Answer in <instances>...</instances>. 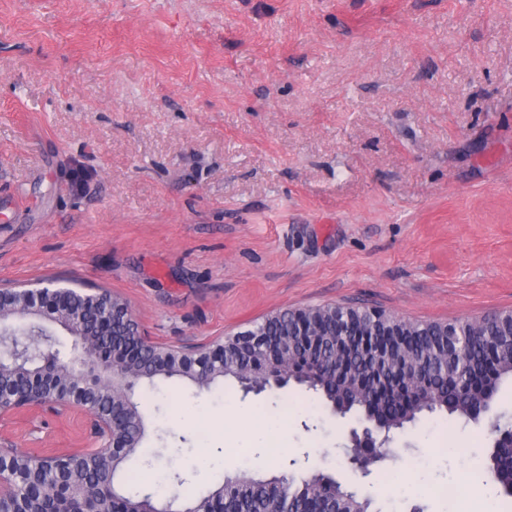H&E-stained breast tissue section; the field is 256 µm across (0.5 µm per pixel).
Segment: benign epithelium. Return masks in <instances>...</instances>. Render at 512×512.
I'll list each match as a JSON object with an SVG mask.
<instances>
[{"instance_id":"1","label":"benign epithelium","mask_w":512,"mask_h":512,"mask_svg":"<svg viewBox=\"0 0 512 512\" xmlns=\"http://www.w3.org/2000/svg\"><path fill=\"white\" fill-rule=\"evenodd\" d=\"M279 313L251 328L205 343L165 346L145 335L129 304L105 290L80 292L72 288L0 289V512H35L25 498L27 487L59 462L88 463L98 478L61 480L52 494H65L79 503L78 512H136L133 501L118 490L115 468L131 449L139 447L145 425L136 394L147 374L190 377L206 386L217 374L234 371L244 391L261 393L287 386L298 374L297 352L309 359L333 346L367 365L373 376L401 356L403 339L412 322L375 308L327 305L295 309L275 340L267 329L278 325ZM42 321L55 323L71 337L66 358L53 348L51 337L32 331ZM437 356H462L470 339L459 328L442 324ZM7 376L22 378L28 396L4 386ZM365 396L364 412L348 429L347 463L361 476L382 462V448L391 440L389 425L376 413L377 394L358 376L346 377ZM36 411L83 416L89 442L81 451L44 455L24 451L4 429L13 417Z\"/></svg>"}]
</instances>
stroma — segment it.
<instances>
[{
    "mask_svg": "<svg viewBox=\"0 0 512 512\" xmlns=\"http://www.w3.org/2000/svg\"><path fill=\"white\" fill-rule=\"evenodd\" d=\"M46 276L121 296L170 346L326 304L512 311V0H0V286ZM146 396L129 467L171 495L303 458L377 512L496 494L492 441L459 418L395 433L383 482L297 386ZM230 404L277 413L263 447L223 428ZM7 427L46 455L84 444L69 417Z\"/></svg>",
    "mask_w": 512,
    "mask_h": 512,
    "instance_id": "obj_1",
    "label": "stroma"
}]
</instances>
